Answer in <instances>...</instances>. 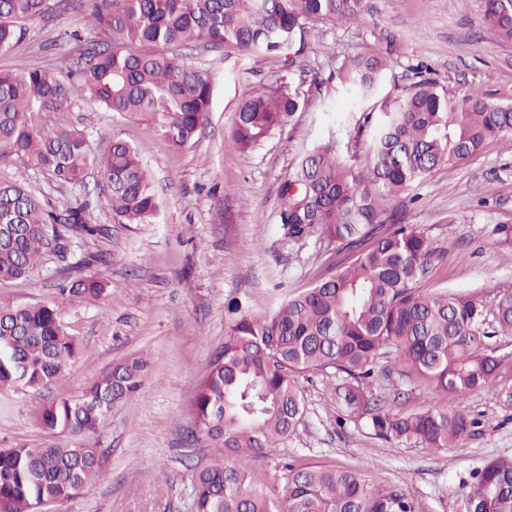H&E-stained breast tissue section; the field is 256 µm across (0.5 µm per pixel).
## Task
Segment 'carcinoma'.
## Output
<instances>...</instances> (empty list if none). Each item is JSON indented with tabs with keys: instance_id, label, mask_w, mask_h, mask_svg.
<instances>
[{
	"instance_id": "carcinoma-1",
	"label": "carcinoma",
	"mask_w": 512,
	"mask_h": 512,
	"mask_svg": "<svg viewBox=\"0 0 512 512\" xmlns=\"http://www.w3.org/2000/svg\"><path fill=\"white\" fill-rule=\"evenodd\" d=\"M56 6L0 0V50ZM66 7L84 15L97 39L86 43L72 83L40 68L0 71V162L20 161L71 185L95 167L112 212L127 224H152L159 202L142 151L114 138L98 156L80 131L55 124L53 115L87 96L120 117L149 115L165 140L182 146L207 124L212 96L210 75L188 66L185 51L278 54L293 65L306 55L312 26L372 17L377 0H70ZM483 21L512 42V0H484ZM403 54L399 33L380 27L362 51L336 64V76L363 108ZM409 71V85L365 113L370 141L362 166L346 163L328 141L305 152L280 183L284 236L299 241L319 233L351 259L270 316L228 304L224 345L192 404L195 426L224 461L195 471L194 512H415L405 489L322 464L290 469L284 499L271 503L229 460L270 452L295 432L304 409L300 372L334 373L336 401L374 438L435 449L454 447L475 427L460 404L501 374L486 339L512 334V291L497 293L489 307L476 294L420 287L430 241L395 202L442 167L490 146L512 150V105L478 91L458 96L424 64ZM299 106L297 94L281 86L245 100L234 112L231 142L241 152L254 149ZM88 210L84 200L58 213L27 189L0 184V282L28 276L49 253L67 262L74 236L104 234L86 221ZM104 290L95 278L67 279L51 302L0 304V390L39 391L64 376L81 346L63 326L61 309ZM148 367L144 356L115 365L82 395L43 408L39 423L50 440L0 448V512H43L78 497L98 475L100 456L58 436L97 431L115 405L139 395ZM380 368L431 388L430 406L383 411L367 388ZM461 491L464 512H512V455L471 472Z\"/></svg>"
}]
</instances>
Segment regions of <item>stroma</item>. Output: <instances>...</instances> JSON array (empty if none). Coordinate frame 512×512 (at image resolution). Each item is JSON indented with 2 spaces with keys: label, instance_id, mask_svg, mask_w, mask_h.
<instances>
[{
  "label": "stroma",
  "instance_id": "35a3bbf8",
  "mask_svg": "<svg viewBox=\"0 0 512 512\" xmlns=\"http://www.w3.org/2000/svg\"><path fill=\"white\" fill-rule=\"evenodd\" d=\"M482 2L379 0L375 18L311 29L301 65L268 54L189 52L188 63L210 73L213 94L207 125L180 147L160 137L151 118H120L88 98L56 114L57 123L81 131L95 153L106 152L115 137L142 150L161 202L156 223H121L98 171L72 186L16 162L0 163V182L24 186L59 211L89 200V223L107 230L94 240L73 239L68 263L50 257L28 277L0 283L5 304L49 301L68 264L75 276L107 284L99 299L61 311L67 332L82 346L66 377L38 392L0 390V447L38 446L47 438L38 421L45 405L80 396L120 361L141 354L150 359L137 399L116 406L103 428L84 436L102 455L97 478L81 496L47 512H193V474L214 456L205 441L188 443L186 434L194 425L197 388L224 342L228 301L272 314L287 296L328 277L341 259L321 235L286 239L278 222V188L296 159L330 140L339 155L347 153L360 114L350 109L348 88L334 75L337 61L360 52L374 25L391 26L406 55L391 64L380 98L397 95L411 79L408 64L420 62L451 90H477L512 104V43L484 24ZM84 28L82 14L73 10L35 21L23 40L0 51V70L42 68L70 80L80 46L66 34ZM282 85L298 92L299 110L252 151L239 152L229 141L238 105ZM409 194L407 221L423 225L435 248L423 287L490 299L512 290V248L499 246L492 234L494 225L512 224V151L490 147L412 184ZM490 344L504 359L501 376L464 401L478 425L455 447L370 438L345 420L335 376L310 371L296 378L304 414L295 432L271 455L234 463L276 502L289 466L320 463L405 488L417 512H462L460 480L512 454V336L493 337ZM386 386L380 379L372 389L384 393L383 405L394 413L422 410L432 399L431 392L401 381L397 394H386Z\"/></svg>",
  "mask_w": 512,
  "mask_h": 512
}]
</instances>
